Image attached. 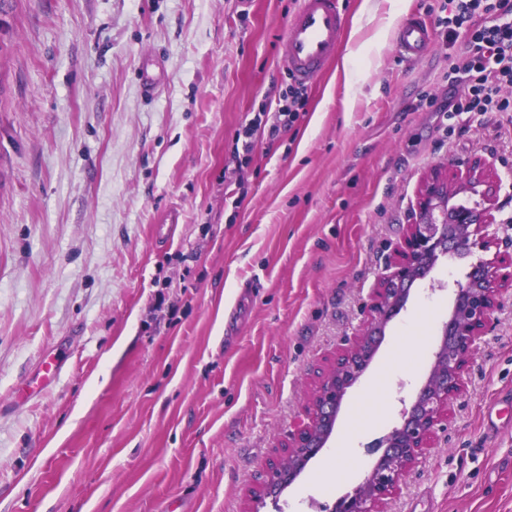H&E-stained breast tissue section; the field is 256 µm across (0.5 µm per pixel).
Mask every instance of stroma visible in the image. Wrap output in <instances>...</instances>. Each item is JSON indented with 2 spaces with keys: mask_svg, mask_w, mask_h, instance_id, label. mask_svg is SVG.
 Returning <instances> with one entry per match:
<instances>
[{
  "mask_svg": "<svg viewBox=\"0 0 512 512\" xmlns=\"http://www.w3.org/2000/svg\"><path fill=\"white\" fill-rule=\"evenodd\" d=\"M300 2L0 5V512H246L358 331L429 171L490 160L498 248L512 251V125L431 110L448 96L444 38L414 63L393 49L402 13L434 22L449 0H342L358 58L307 86L291 129L234 152L294 83L279 41ZM172 208L178 223L158 225ZM470 265L440 260L414 285L323 453L261 512H331L311 477L337 445L362 458L400 424ZM58 348L53 382L24 393ZM369 387L375 403L350 418ZM384 509L512 512V295ZM269 112H262L256 115L248 124H246L242 131H239L236 136V151H238V143L240 142L241 137L242 140V148L246 152H251L254 149V135L255 132L260 128L263 124V127L267 125L269 121Z\"/></svg>",
  "mask_w": 512,
  "mask_h": 512,
  "instance_id": "1",
  "label": "stroma"
}]
</instances>
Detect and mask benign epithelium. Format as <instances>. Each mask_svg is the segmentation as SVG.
<instances>
[{
  "label": "benign epithelium",
  "mask_w": 512,
  "mask_h": 512,
  "mask_svg": "<svg viewBox=\"0 0 512 512\" xmlns=\"http://www.w3.org/2000/svg\"><path fill=\"white\" fill-rule=\"evenodd\" d=\"M497 190L492 164L482 158L452 170L436 168L424 178L417 195L418 212L378 274L377 287L363 309L362 327L336 348L334 360L318 374L303 408V421L288 433L287 455L268 462L267 481L253 492V501L279 496L325 447L347 390L371 363L412 286L425 279L442 257L467 258L497 245ZM461 193L480 197L483 205L455 203ZM509 291L512 252L496 251L492 258L480 257L472 264L466 282L454 289L452 310L426 381L403 411L401 425L377 444L383 452L365 481L336 502L338 512H381L406 472L433 447L438 432L448 424L451 404L466 393L471 358Z\"/></svg>",
  "instance_id": "benign-epithelium-1"
}]
</instances>
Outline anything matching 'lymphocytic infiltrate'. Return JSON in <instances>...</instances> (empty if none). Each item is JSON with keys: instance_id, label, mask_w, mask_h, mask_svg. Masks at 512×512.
Here are the masks:
<instances>
[{"instance_id": "lymphocytic-infiltrate-1", "label": "lymphocytic infiltrate", "mask_w": 512, "mask_h": 512, "mask_svg": "<svg viewBox=\"0 0 512 512\" xmlns=\"http://www.w3.org/2000/svg\"><path fill=\"white\" fill-rule=\"evenodd\" d=\"M494 15L493 24L482 21ZM447 44L463 41V48L449 58L448 72L463 84L462 93L441 104L444 112H512V99L502 90L512 87V0H456L452 16L441 19ZM302 87H293L287 103L274 114L256 115L242 131V148L252 151L254 135L268 126L270 135L290 129L299 119Z\"/></svg>"}]
</instances>
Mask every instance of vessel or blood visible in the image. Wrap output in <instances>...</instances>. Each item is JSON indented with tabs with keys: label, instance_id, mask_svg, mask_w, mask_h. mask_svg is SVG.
<instances>
[{
	"label": "vessel or blood",
	"instance_id": "vessel-or-blood-1",
	"mask_svg": "<svg viewBox=\"0 0 512 512\" xmlns=\"http://www.w3.org/2000/svg\"><path fill=\"white\" fill-rule=\"evenodd\" d=\"M343 32L338 0H301L281 39L283 60L294 78L306 85L313 84L334 59ZM394 38L399 54L411 62L422 58L434 43L431 26L417 15L400 18ZM61 366L58 357L43 358L28 380V391L49 384Z\"/></svg>",
	"mask_w": 512,
	"mask_h": 512
}]
</instances>
